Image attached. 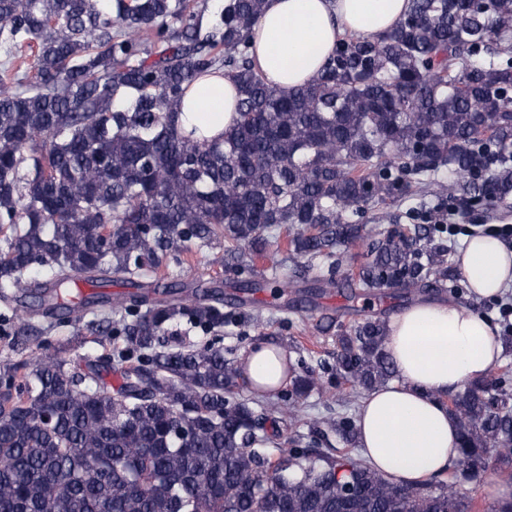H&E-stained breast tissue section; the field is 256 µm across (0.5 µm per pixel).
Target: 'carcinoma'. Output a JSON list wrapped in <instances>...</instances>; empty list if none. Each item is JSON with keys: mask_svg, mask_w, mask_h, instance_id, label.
I'll use <instances>...</instances> for the list:
<instances>
[{"mask_svg": "<svg viewBox=\"0 0 512 512\" xmlns=\"http://www.w3.org/2000/svg\"><path fill=\"white\" fill-rule=\"evenodd\" d=\"M263 5L224 0L202 35L194 0H0L5 307L53 316L77 279L141 276L173 248L222 241L224 265L249 268L273 229L289 231L288 258L318 261L297 278L320 289L443 285L445 224L368 243L356 272L338 248L361 239L353 214L404 194L447 199L463 219L512 198V0H411L391 30L344 38L288 91L253 66ZM216 71L238 84L234 125L186 137V92ZM151 288L163 298L145 312L118 301L115 319L87 326L121 337L117 354L75 361L39 343L0 368V512H472L451 480L398 484L334 448L268 457L269 417L237 397L235 361L163 341L183 320L224 327L223 293L186 303ZM336 374L363 390L395 376L381 322L340 337ZM284 375L294 424L317 382L290 359ZM508 380L490 371L448 401L468 480L493 458L512 482ZM323 423L355 447L350 417Z\"/></svg>", "mask_w": 512, "mask_h": 512, "instance_id": "cac0c4a2", "label": "carcinoma"}]
</instances>
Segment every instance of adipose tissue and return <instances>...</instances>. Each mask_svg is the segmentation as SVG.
I'll return each instance as SVG.
<instances>
[{
  "label": "adipose tissue",
  "instance_id": "obj_1",
  "mask_svg": "<svg viewBox=\"0 0 512 512\" xmlns=\"http://www.w3.org/2000/svg\"><path fill=\"white\" fill-rule=\"evenodd\" d=\"M411 0H265L253 31L254 64L282 90L307 83L346 34L376 37L405 17ZM237 87L224 73L200 78L181 108L184 132L213 138L237 112ZM470 291L496 298L512 287V249L490 234L469 237L458 257ZM386 347L400 383L368 394L358 409V443L369 466L417 484L456 460L457 423L437 394L485 375L503 347L487 318L470 307L420 300L386 324ZM277 348L260 344L246 357L250 382L279 388Z\"/></svg>",
  "mask_w": 512,
  "mask_h": 512
}]
</instances>
